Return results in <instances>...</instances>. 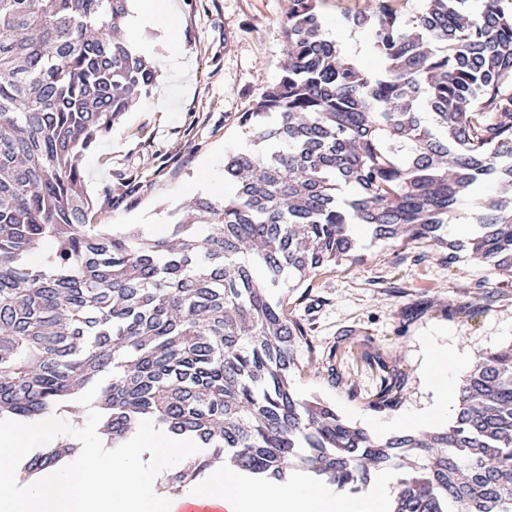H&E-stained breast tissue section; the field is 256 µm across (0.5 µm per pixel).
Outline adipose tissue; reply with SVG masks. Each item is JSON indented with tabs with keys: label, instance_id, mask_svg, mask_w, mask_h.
Masks as SVG:
<instances>
[{
	"label": "adipose tissue",
	"instance_id": "obj_1",
	"mask_svg": "<svg viewBox=\"0 0 512 512\" xmlns=\"http://www.w3.org/2000/svg\"><path fill=\"white\" fill-rule=\"evenodd\" d=\"M461 366L447 352H434L429 383L438 403L400 416V423L421 428L443 418L449 407V378ZM84 427V420L73 415L60 418L53 413L23 429L0 423V512H389L392 477L382 470L375 471L359 497L301 478L255 487L230 467L177 493L159 490L158 470L174 459L190 457L194 442L155 423L140 425L118 459L101 447L88 448L74 470L52 471L25 483L2 464L34 445L50 448L79 437Z\"/></svg>",
	"mask_w": 512,
	"mask_h": 512
}]
</instances>
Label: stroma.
Returning a JSON list of instances; mask_svg holds the SVG:
<instances>
[{
    "label": "stroma",
    "instance_id": "1",
    "mask_svg": "<svg viewBox=\"0 0 512 512\" xmlns=\"http://www.w3.org/2000/svg\"><path fill=\"white\" fill-rule=\"evenodd\" d=\"M174 3L184 74L173 75L165 64L164 28L146 31L142 39L159 71L156 91L82 160L93 223L136 228L149 238L166 235L173 212L192 196L221 197L225 159L253 143L243 115L287 62L288 0ZM277 293L314 346L294 389L363 428L433 404L431 347L457 354L470 369L512 344V288L471 259L447 263L425 243H365L360 259L286 281ZM385 364L401 372L403 383L397 406L376 411L370 402Z\"/></svg>",
    "mask_w": 512,
    "mask_h": 512
}]
</instances>
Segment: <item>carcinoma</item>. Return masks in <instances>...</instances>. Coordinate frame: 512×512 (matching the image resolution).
Segmentation results:
<instances>
[{
    "label": "carcinoma",
    "mask_w": 512,
    "mask_h": 512,
    "mask_svg": "<svg viewBox=\"0 0 512 512\" xmlns=\"http://www.w3.org/2000/svg\"><path fill=\"white\" fill-rule=\"evenodd\" d=\"M128 0H0V420L58 409L111 375L95 403L117 447L144 419L283 481L308 470L356 492L402 470L392 512H512V344L488 352L445 429L384 440L292 387L304 325L275 289L379 242H431L512 280V0H362L345 16L385 61L365 70L324 35L317 0H290L288 65L255 102L254 147L227 159L235 193L199 196L171 234L91 223L80 162L155 87L121 34ZM464 196L475 228L444 226ZM37 253L36 264L29 257ZM390 369L370 407L398 401ZM69 444L18 463L32 479Z\"/></svg>",
    "instance_id": "obj_1"
}]
</instances>
